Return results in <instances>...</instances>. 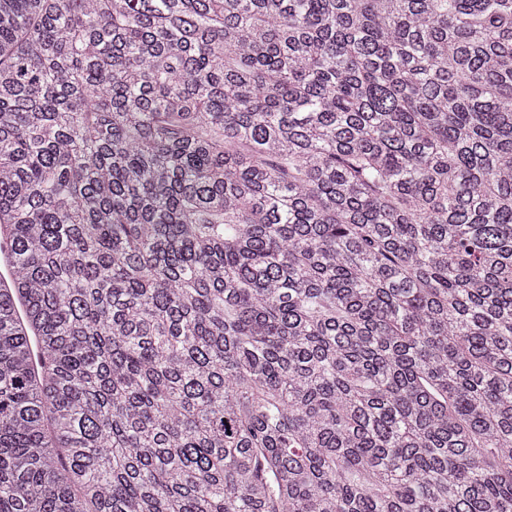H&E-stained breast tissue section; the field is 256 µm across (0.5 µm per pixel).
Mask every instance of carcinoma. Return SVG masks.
<instances>
[{
    "label": "carcinoma",
    "mask_w": 512,
    "mask_h": 512,
    "mask_svg": "<svg viewBox=\"0 0 512 512\" xmlns=\"http://www.w3.org/2000/svg\"><path fill=\"white\" fill-rule=\"evenodd\" d=\"M0 512H512V0H0Z\"/></svg>",
    "instance_id": "cac0c4a2"
}]
</instances>
